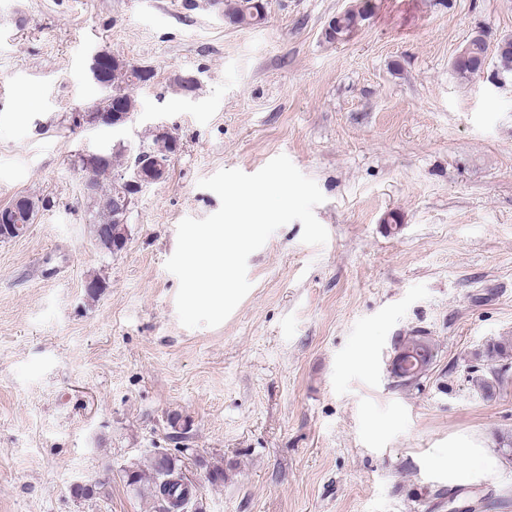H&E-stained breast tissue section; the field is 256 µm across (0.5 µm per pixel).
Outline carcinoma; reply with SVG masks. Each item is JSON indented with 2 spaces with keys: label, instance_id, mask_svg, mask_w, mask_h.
Returning a JSON list of instances; mask_svg holds the SVG:
<instances>
[{
  "label": "carcinoma",
  "instance_id": "obj_1",
  "mask_svg": "<svg viewBox=\"0 0 512 512\" xmlns=\"http://www.w3.org/2000/svg\"><path fill=\"white\" fill-rule=\"evenodd\" d=\"M372 12L370 0H350L348 10L344 11L336 24V35L326 37L334 43L349 39L369 19ZM224 15L235 24L257 25L265 20L263 0H224ZM487 43L483 35L471 38L467 53L456 58L454 73L463 80H469L481 73V64L487 60ZM154 78L153 72L140 75L132 63L112 64L99 71V82L108 90L105 97L95 103L97 109L105 112H126L133 114L136 103L127 89L144 85ZM170 162L172 149L161 141L157 132H151L147 140L135 147L121 143L112 145L106 155L91 160L94 188L89 196L93 202L91 212L95 237L99 246L110 253L122 250L127 241L128 215L120 211L116 201L131 195V191L112 180L118 169L129 168L139 155L145 152ZM394 351L406 357H419L425 363L436 360V349L429 337L416 331L400 338L394 345ZM477 357L490 361L486 367L470 366V379L481 395L491 399L497 394L509 371L512 370V336L505 335L489 344ZM185 432H176L172 436L174 447L154 450L146 468L132 464L124 469L126 485L136 494L146 496L159 504L161 512H205V507L197 493L195 484L183 475L182 467L188 449L184 447ZM491 505L499 508L509 507V497L502 494L496 498L491 495L472 496L467 512H480Z\"/></svg>",
  "mask_w": 512,
  "mask_h": 512
}]
</instances>
